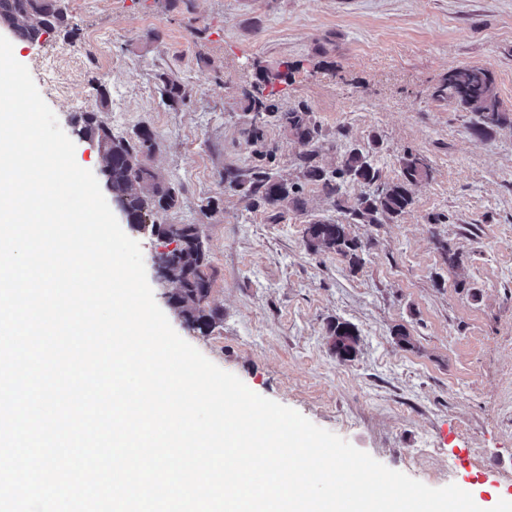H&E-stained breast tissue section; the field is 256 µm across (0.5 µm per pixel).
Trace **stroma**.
Segmentation results:
<instances>
[{
	"instance_id": "obj_1",
	"label": "stroma",
	"mask_w": 512,
	"mask_h": 512,
	"mask_svg": "<svg viewBox=\"0 0 512 512\" xmlns=\"http://www.w3.org/2000/svg\"><path fill=\"white\" fill-rule=\"evenodd\" d=\"M73 33L24 44L45 102L102 177L96 143L74 117L99 113L118 138L149 131L148 163L177 185L159 224L199 225L219 313L192 329L168 306L172 284L152 259L164 240L116 218L139 242L154 299L176 333L253 392L300 412L390 469L431 487L453 483L490 502L512 496V0H64ZM301 62L275 104L308 105L321 126L318 161L335 168L369 150L383 177L405 150L432 175L397 221L351 227L364 263L316 252L307 224L340 214L306 185L298 212L250 209L224 187L225 169L256 163L244 93L264 69ZM491 72L504 124L435 92L451 68ZM186 90L162 103L159 74ZM270 166L302 179L303 150L275 122L263 127ZM458 255L449 265L444 252ZM359 334L336 359L330 323ZM406 328L412 344L398 343Z\"/></svg>"
}]
</instances>
